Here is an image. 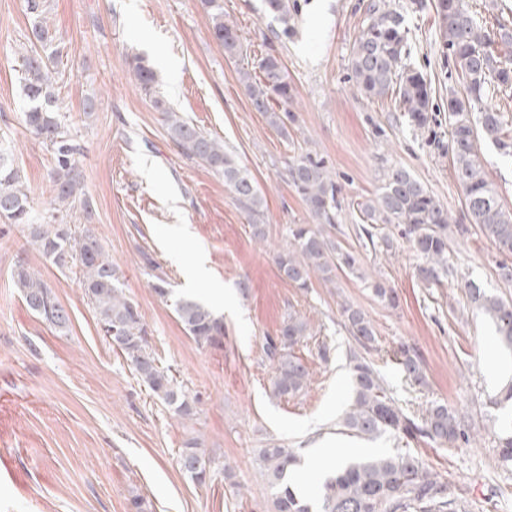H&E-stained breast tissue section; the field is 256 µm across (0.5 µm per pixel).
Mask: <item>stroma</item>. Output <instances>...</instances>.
I'll use <instances>...</instances> for the list:
<instances>
[{"instance_id":"1","label":"stroma","mask_w":512,"mask_h":512,"mask_svg":"<svg viewBox=\"0 0 512 512\" xmlns=\"http://www.w3.org/2000/svg\"><path fill=\"white\" fill-rule=\"evenodd\" d=\"M369 0H298V33L265 41L272 22L262 0H224V20L235 25L249 54L280 56L294 87L287 133L253 111L238 74L214 39L200 0H47V16L63 43L55 86L65 130L80 145L77 161L91 213L74 209L71 224H93L122 275L123 291L144 318L151 350L177 384L198 398L193 420L178 418L153 396L129 362L102 336L79 283L78 267L61 270L43 258L20 227L0 222V512H130L139 497L148 512H270L271 491L257 457L276 443L294 449L311 470V449L330 442L357 456L413 450L469 512H512V467H502L498 445L504 410L491 408L512 371L494 373L504 354L494 327L469 306L463 288L512 298L497 275L503 257L477 229L448 240V271L427 284L417 276L423 259L396 226L382 225L390 250H376L356 233L353 205L373 198L385 172L407 168L462 219L464 194L448 156L432 134L448 136L438 115L434 133L414 129L395 99L364 97L349 82L350 45ZM410 30L412 61L446 107L460 84L436 34L434 15L412 0H391ZM31 37L24 0H0V144L30 189L35 210L49 198L53 154L24 126L20 53ZM145 56L160 90L183 116L222 140L257 181L264 196L266 241L252 239L247 215L204 166L181 156L152 98L129 64ZM96 110L85 113L87 102ZM323 158L341 188V210L331 237L353 251L356 273L335 283L313 280L302 290L282 280L272 254L296 224L312 223L288 183L291 157ZM151 255L170 277L159 297L143 260ZM26 263L53 288L70 322L59 331L25 305L12 281ZM394 288L398 307L367 287ZM212 303L224 319V343L201 347L174 311L176 299ZM360 307L372 320V358L385 386L405 412L431 403L466 412L476 443L448 448L395 435L374 440L340 430L350 401L349 350L341 307ZM306 320L312 335L296 350L310 370L297 397L271 398L272 365L265 337L276 335L288 313ZM330 347L327 358L319 344ZM416 346L425 380H407L392 359L401 344ZM198 438L211 457L210 479L193 482L178 464L184 440Z\"/></svg>"}]
</instances>
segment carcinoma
Masks as SVG:
<instances>
[{
    "label": "carcinoma",
    "mask_w": 512,
    "mask_h": 512,
    "mask_svg": "<svg viewBox=\"0 0 512 512\" xmlns=\"http://www.w3.org/2000/svg\"><path fill=\"white\" fill-rule=\"evenodd\" d=\"M211 20L215 40L224 54L243 57L244 47L237 29L224 22L223 0H200ZM297 0H265L266 11L281 25L271 34L282 39L294 31L291 24ZM416 8L434 12L442 49L452 56L462 94L448 95L446 152L465 196L463 217L477 226L498 252L512 256V211L501 206L485 170L481 143L490 142L499 154L512 158V133L505 131L501 113L487 104L488 98L512 88V51L498 53L497 46L512 48V27L498 23L490 30L466 0H417ZM31 20L33 40L21 55L24 72L23 95L26 102L24 123L51 146L53 168L50 174V201L44 215H34L30 192L20 171L9 156L0 151V219L27 232L30 244L63 270L79 267V282L95 313L103 336L121 338L117 348L130 362L137 376L153 395L173 409L182 420L196 416L197 396L178 387L173 376L159 366L149 348L148 336L139 307L119 287V271L97 235L86 226H71L64 212L79 205L87 213L91 205L83 192L84 176L75 155L76 146L68 138L56 110L52 72L49 64L62 57L60 42L47 25L45 0H25ZM409 38L401 12L387 0H370L366 18L350 44L349 79L364 95L399 99L408 122L419 130L433 122L432 87L424 75L409 62ZM139 87L153 95V104L163 113L167 134L178 152L188 160L203 164L224 179V186L250 219L253 238L263 241L266 228L262 220L264 199L255 182L239 165L224 143L201 131L176 112L167 100L155 94L157 74L144 59L131 61ZM240 80L254 109L265 114L268 123L282 134L295 120L288 111L293 86L281 58L271 53L260 58L256 71L239 70ZM288 181L307 207L316 225L297 224L292 239L274 252L279 276L300 289L311 285L316 276L334 282L336 271L356 270L355 255L338 247L325 233L336 226L337 195L340 188L325 161L307 152L288 162ZM363 227L360 234L373 239L371 224H395L412 244L425 264L417 271L425 282H437L448 266V209L402 167L388 170L379 193L373 199L356 203ZM467 224L455 225L466 233ZM146 265L156 271L154 291L164 298L169 281L161 266L149 256ZM13 282L26 306L53 328L67 326L69 316L53 289L40 274L20 262ZM469 302L493 323L501 344L512 350V300L486 293L472 282L465 284ZM373 295L381 302L398 304L396 292L384 282H371ZM175 311L184 330L197 345L215 346L224 340V320L200 301L183 298ZM343 324L355 341L349 351L352 401L341 424L349 433L367 439L385 433H398L411 440L427 439L450 448L476 441L477 432L469 416L444 403H433L418 418L404 412L388 395L374 362L367 357L376 341L374 327L359 308L342 307ZM311 335L308 323L288 314L276 336L265 339L264 353L272 364L270 393L276 399L292 398L309 383V371L295 355V347ZM397 364L416 382L423 381L422 358L412 345L403 344L396 353ZM258 460L273 489L272 512H310V505L294 490L291 475L307 480L297 471L296 452L291 448H262ZM210 457L195 437L187 439L179 455L181 469L197 484L210 477L206 465ZM320 512H468V503L448 493L410 450L395 454H376L347 461L337 467L316 489Z\"/></svg>",
    "instance_id": "obj_1"
}]
</instances>
